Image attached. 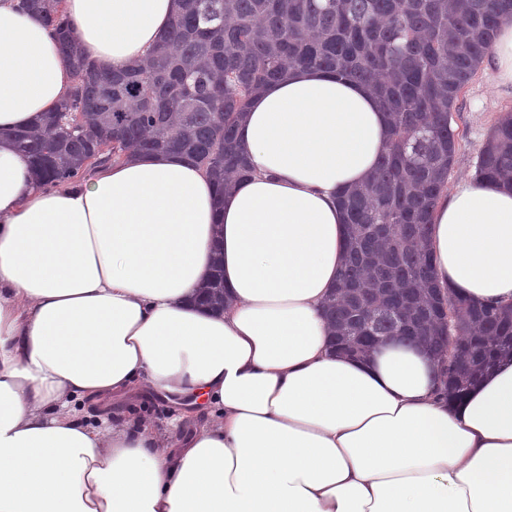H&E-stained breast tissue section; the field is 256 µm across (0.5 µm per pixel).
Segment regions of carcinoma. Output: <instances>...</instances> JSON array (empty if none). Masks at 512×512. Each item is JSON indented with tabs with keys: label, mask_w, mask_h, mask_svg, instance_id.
<instances>
[{
	"label": "carcinoma",
	"mask_w": 512,
	"mask_h": 512,
	"mask_svg": "<svg viewBox=\"0 0 512 512\" xmlns=\"http://www.w3.org/2000/svg\"><path fill=\"white\" fill-rule=\"evenodd\" d=\"M15 10L51 26L74 76L66 102L13 133L47 185L132 151H175L222 192L247 176L236 131L262 86L298 66L368 86L388 113L391 140L373 177L340 200L346 262L324 304L334 349L367 358L387 337L412 339L440 360L450 399L512 358V307L455 294L448 308L424 248L459 148L452 112L500 23L512 19V0H180L166 38L112 71L80 49L56 0H17ZM476 174L512 183L511 112ZM200 302L224 307L220 272Z\"/></svg>",
	"instance_id": "carcinoma-1"
}]
</instances>
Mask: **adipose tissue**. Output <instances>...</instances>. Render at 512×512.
<instances>
[{"mask_svg": "<svg viewBox=\"0 0 512 512\" xmlns=\"http://www.w3.org/2000/svg\"><path fill=\"white\" fill-rule=\"evenodd\" d=\"M61 8L112 69L161 40L177 2ZM482 67L512 85V20ZM72 85L50 27L0 0V512H512V362L451 402L419 346L330 345L337 197L391 138L364 84L297 67L261 88L239 127L250 173L221 197L173 152L41 184L5 134ZM427 247L441 287L512 303V186L464 179ZM217 248L220 312L198 300ZM144 383L205 399L207 421L173 446L141 417H81Z\"/></svg>", "mask_w": 512, "mask_h": 512, "instance_id": "ef3b65f1", "label": "adipose tissue"}]
</instances>
